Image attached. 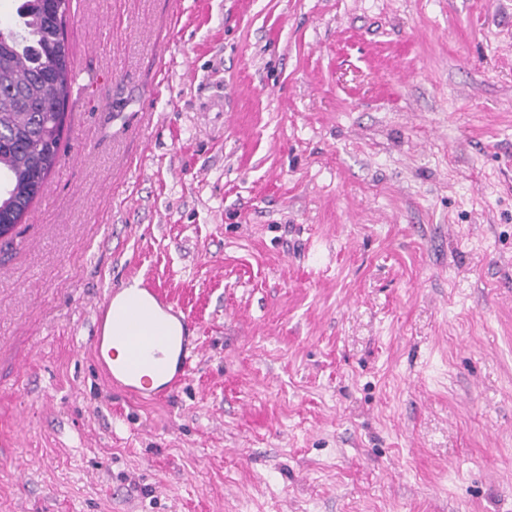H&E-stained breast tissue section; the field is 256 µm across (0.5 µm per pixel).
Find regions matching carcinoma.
I'll list each match as a JSON object with an SVG mask.
<instances>
[{"label":"carcinoma","mask_w":512,"mask_h":512,"mask_svg":"<svg viewBox=\"0 0 512 512\" xmlns=\"http://www.w3.org/2000/svg\"><path fill=\"white\" fill-rule=\"evenodd\" d=\"M70 0H22L17 29L0 30V224H18L45 188L71 96Z\"/></svg>","instance_id":"cac0c4a2"}]
</instances>
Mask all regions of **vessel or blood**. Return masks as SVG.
<instances>
[{
	"label": "vessel or blood",
	"instance_id": "obj_1",
	"mask_svg": "<svg viewBox=\"0 0 512 512\" xmlns=\"http://www.w3.org/2000/svg\"><path fill=\"white\" fill-rule=\"evenodd\" d=\"M148 297L166 314L177 316L182 334L179 338L180 350L175 365H168L165 349L168 337L161 332L135 331L124 338L128 348V359L124 365H110L103 353L102 336L92 339L93 353L103 373L104 380L112 388L133 392L137 396H152L156 390L150 379L141 376L142 368H150L158 373L167 375L169 385H176L184 380L192 370L194 351L191 347L189 332L192 328V318L187 313L177 312L170 299L157 289L147 291Z\"/></svg>",
	"mask_w": 512,
	"mask_h": 512
}]
</instances>
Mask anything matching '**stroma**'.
Segmentation results:
<instances>
[{
  "label": "stroma",
  "mask_w": 512,
  "mask_h": 512,
  "mask_svg": "<svg viewBox=\"0 0 512 512\" xmlns=\"http://www.w3.org/2000/svg\"><path fill=\"white\" fill-rule=\"evenodd\" d=\"M0 244V512H512V0H72ZM195 320L110 388L97 301ZM127 288H139L145 291L148 297L153 300L158 308H151L148 305V299L137 294H121L117 297L118 291H110L100 298L98 308L104 317L109 310L112 302L114 307L107 315V319L103 326V319L100 322L99 333L93 336L92 346L96 361L102 370L104 380L112 386L113 389L122 391H130L139 397L145 395L152 396L166 390L170 386H175L178 382L184 380L192 371V358L195 348L191 349V337L189 336L192 328V318L185 311L179 313L170 299L162 292L154 288H140L139 283L135 282ZM175 316L179 320L182 335L177 332L176 320L171 317ZM134 319L142 328L154 327L158 328L162 325L169 324L170 336H178L180 350L167 351V361L170 362L171 368L168 366L165 356V349L169 342L170 336H162L163 331L146 332L137 330L134 333L129 331L130 322ZM103 327V332H102ZM102 335V336H101ZM103 336L107 350L113 349L116 353L114 362H122L125 360V352L121 343L117 340L113 341L112 336H121L128 348V359L123 366L112 363V367L106 360L103 353ZM177 359V361H176ZM176 363V364H175ZM175 365V367H174ZM148 367L158 373L166 374L167 381L160 376L149 374L154 383L145 376L139 377L142 368ZM174 368V371L172 370ZM173 371V373H172ZM163 386V387H162Z\"/></svg>",
  "instance_id": "stroma-1"
}]
</instances>
